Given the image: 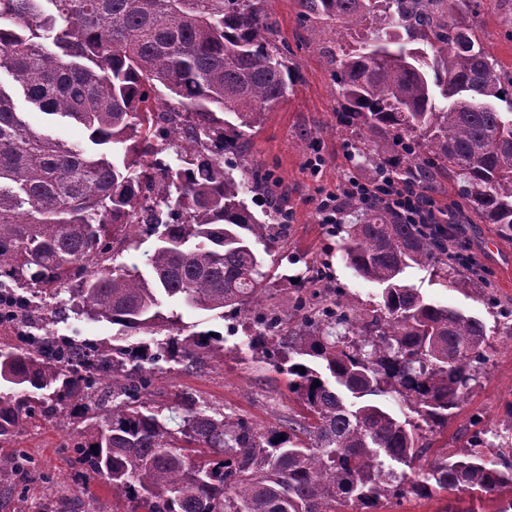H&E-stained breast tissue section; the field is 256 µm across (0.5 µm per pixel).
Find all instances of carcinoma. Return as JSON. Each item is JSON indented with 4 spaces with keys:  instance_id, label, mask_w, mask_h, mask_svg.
<instances>
[{
    "instance_id": "carcinoma-1",
    "label": "carcinoma",
    "mask_w": 512,
    "mask_h": 512,
    "mask_svg": "<svg viewBox=\"0 0 512 512\" xmlns=\"http://www.w3.org/2000/svg\"><path fill=\"white\" fill-rule=\"evenodd\" d=\"M265 2L0 0V69L43 113L112 146L88 153L35 131L0 87V281L64 284L90 318L127 334L172 333L112 351L89 342L63 351L50 334L33 348L0 345V447L39 416L80 408L74 465L109 485L126 512H380L442 492L506 496L499 512H512V440L493 443L487 435L500 434L476 420L460 451L418 433L448 427L489 361L491 331L425 300L408 274L481 288L500 336H512V309L473 278L457 228L409 224L382 202L350 199L346 221L332 225L345 263L381 286L378 302L349 307L341 289L318 288L324 270L312 267L297 276L306 298L286 343L266 348L283 331L281 311L257 318L255 343L304 410L288 430L182 395L165 416L149 399L156 361L224 354L218 334H183L182 315L164 300L246 313L269 291L255 245L277 243L288 198L218 116L255 128L299 79ZM298 8L303 23L374 35L332 57L343 98L336 125L350 131L359 168L427 197L446 178L461 206L512 238V74L476 39L469 0ZM247 195L263 200V217ZM139 225L158 235L148 272L117 253L99 262L117 239L138 247ZM391 402L417 420L399 418ZM22 469L0 452V475Z\"/></svg>"
}]
</instances>
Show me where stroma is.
<instances>
[{"mask_svg":"<svg viewBox=\"0 0 512 512\" xmlns=\"http://www.w3.org/2000/svg\"><path fill=\"white\" fill-rule=\"evenodd\" d=\"M475 12V35L505 71H512V23L507 22L511 6L505 0H471ZM267 7L276 22L279 40L288 43L300 79L287 97L265 112L258 129L248 132L251 155L281 180L288 197L291 221L288 234L265 256V269L273 284L268 308L287 311L285 332L297 329L300 319L292 313L298 292L292 280L306 264L327 266L325 285L339 288L353 307L376 301L380 288L359 278L342 259L340 236L332 235L318 220L321 196L342 194L356 171L349 160L350 138L336 126L341 103L334 68L327 62L328 51H340L355 43V36L328 24H303L298 18L297 0H268ZM0 87L11 91L17 111L39 131L67 143L89 147L84 127L74 122L53 120L31 105L17 91L11 75L0 71ZM320 155L323 165L311 174L306 162ZM463 238L479 265L481 276L495 286L501 306L512 308V242L501 239L490 224L474 222L467 213H458ZM300 264H289V256ZM411 280L420 293L441 305L488 319L486 305L476 292H460L444 283L429 280L424 272L412 271ZM41 306L54 313L61 333L78 340L106 343L123 348L152 342L149 334L124 335L104 320L75 315L63 298L49 294L39 297ZM189 331H212L224 337V355L203 358L195 365L163 359L156 362L152 400L162 406L181 394L203 401L225 412L238 414L265 427L285 429L290 415L299 409L288 391V377L280 373L254 343L255 327L244 316L182 307ZM490 361L478 385L471 391L448 427L436 438L437 444L454 440L473 416H481L486 429L497 428L506 403L512 401V337L493 336L488 341ZM80 428L79 418L63 411L40 419L6 445V452H17L31 464L19 475L0 478V512H16L19 502H27L30 512H42L51 505L57 512H112V493L101 482L83 485L74 477L72 441Z\"/></svg>","mask_w":512,"mask_h":512,"instance_id":"obj_1","label":"stroma"}]
</instances>
